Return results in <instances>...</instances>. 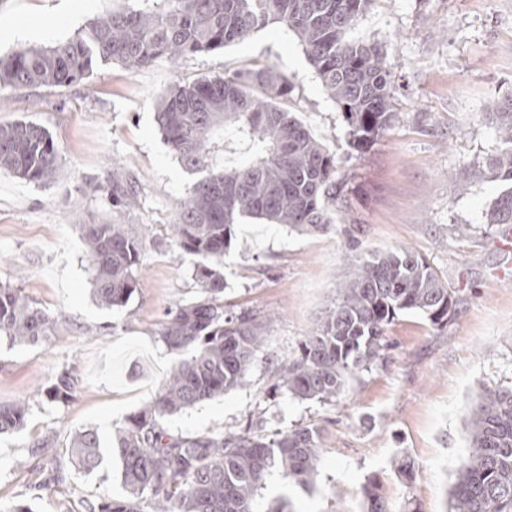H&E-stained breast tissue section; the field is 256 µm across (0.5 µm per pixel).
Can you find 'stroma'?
<instances>
[{
	"label": "stroma",
	"mask_w": 512,
	"mask_h": 512,
	"mask_svg": "<svg viewBox=\"0 0 512 512\" xmlns=\"http://www.w3.org/2000/svg\"><path fill=\"white\" fill-rule=\"evenodd\" d=\"M121 0H0V24L25 14L31 33L0 37V52L46 48L71 38ZM377 44L393 72L398 119L357 150L339 106L324 90L296 38L278 23L250 40L138 71L99 62L92 75L60 91H13L0 123L31 120L53 137L59 173L44 182L0 166V285L20 289L56 326L44 340L0 342V404L28 401L21 430L0 435V512L34 503L35 512H81L87 499L123 496L116 455L87 473L69 465L75 434L111 438L157 392L176 356L159 336L164 312L198 297L195 256L170 227L192 182L156 122L155 99L170 86L271 65L292 84L280 105L336 157L343 190L336 224L300 235L246 218L224 257V307L274 315L267 342L242 384L168 417L182 435L220 434L264 413L272 435L319 428L318 472L306 485L272 471L259 512L276 500L294 512H363L362 487L375 479L391 512H450V493L467 454L469 410L484 387L512 388V253L500 250V225L486 210L501 189L486 162L499 146L485 111L512 96V0H373L348 33ZM122 168L139 201L118 208L103 191ZM118 221L144 238L140 286L126 307L100 306L81 225ZM471 227L460 236L456 225ZM406 246L454 288L457 312L439 328L417 313L388 325L383 362L351 379L336 404L272 393L279 365L336 299L356 256ZM75 367L78 391L62 405L40 395L60 370ZM408 457L412 481L395 473ZM65 484L45 483L56 463Z\"/></svg>",
	"instance_id": "1"
}]
</instances>
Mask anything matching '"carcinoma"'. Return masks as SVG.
<instances>
[{
	"label": "carcinoma",
	"instance_id": "carcinoma-1",
	"mask_svg": "<svg viewBox=\"0 0 512 512\" xmlns=\"http://www.w3.org/2000/svg\"><path fill=\"white\" fill-rule=\"evenodd\" d=\"M371 0H137L96 17L87 30L49 48L0 56V96L24 89L56 90L90 75L98 61L138 70L223 49L271 23L293 33L328 95L346 115L353 143L364 146L396 120L397 84L380 48L348 32ZM288 78L262 64L170 87L158 101L159 130L194 179L174 212L178 246L198 258L200 296L177 303L159 329L180 356L158 395L129 416L111 442L122 466L126 495L88 502L83 512H257L256 496L274 469L309 483L319 464V431L311 425L269 437L258 430L221 435H175L162 420L241 384L267 340L269 321L251 311L224 313V255L244 218L280 224L299 234L330 232L332 204L341 192L336 158L290 112L275 105ZM502 148L487 162L501 183L486 221L512 224V97L495 102ZM60 156L44 126L0 123V165L40 182L55 175ZM112 202L137 201L126 173L110 178ZM94 270V294L123 307L139 288L142 237L125 224L80 225ZM453 290L430 265L405 247L376 250L356 260L336 290V302L277 369L275 388L301 400L336 404L350 379L384 360L387 326L403 312L433 325L455 314ZM55 318L18 288L0 286V339L34 344ZM78 386L64 368L43 392L67 403ZM27 402L0 405V435L23 428ZM468 452L451 491V512H512V388L484 389L471 408ZM98 431L73 439L71 465L90 472L104 456ZM365 512H391L375 480L363 486Z\"/></svg>",
	"mask_w": 512,
	"mask_h": 512
}]
</instances>
